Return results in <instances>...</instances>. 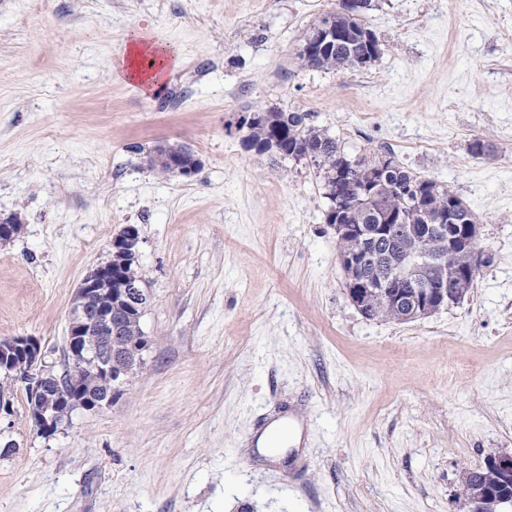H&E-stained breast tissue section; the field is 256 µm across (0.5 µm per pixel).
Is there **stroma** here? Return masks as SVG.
<instances>
[{"mask_svg":"<svg viewBox=\"0 0 512 512\" xmlns=\"http://www.w3.org/2000/svg\"><path fill=\"white\" fill-rule=\"evenodd\" d=\"M337 5L0 0V218L23 226L0 242V339L37 337L62 374L76 288L130 224L151 294L111 405L43 436L8 388L0 512H468L463 472L512 455V0H374V62L303 65ZM135 33L179 53L152 91L118 72ZM259 108L461 198L482 250L465 298L362 316L315 167L244 142ZM163 143L201 170L159 175ZM287 414L307 431L262 456L260 419Z\"/></svg>","mask_w":512,"mask_h":512,"instance_id":"stroma-1","label":"stroma"}]
</instances>
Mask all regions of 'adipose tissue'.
Segmentation results:
<instances>
[{
	"label": "adipose tissue",
	"instance_id": "1",
	"mask_svg": "<svg viewBox=\"0 0 512 512\" xmlns=\"http://www.w3.org/2000/svg\"><path fill=\"white\" fill-rule=\"evenodd\" d=\"M179 63L178 53L164 44L132 35L124 44L120 55L122 75L130 81L152 86Z\"/></svg>",
	"mask_w": 512,
	"mask_h": 512
}]
</instances>
